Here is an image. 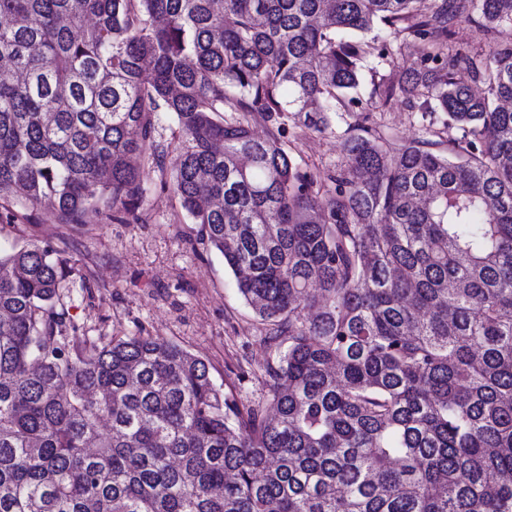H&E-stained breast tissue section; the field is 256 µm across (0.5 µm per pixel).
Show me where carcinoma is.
Here are the masks:
<instances>
[{
    "instance_id": "cac0c4a2",
    "label": "carcinoma",
    "mask_w": 512,
    "mask_h": 512,
    "mask_svg": "<svg viewBox=\"0 0 512 512\" xmlns=\"http://www.w3.org/2000/svg\"><path fill=\"white\" fill-rule=\"evenodd\" d=\"M377 23L419 62L368 111L443 129L362 127L324 179L288 113L358 101ZM462 24L512 0H0V223L132 216L153 167L275 354L242 405L178 344L69 335L61 251L0 253V512H512V48L451 54ZM160 120L157 126L156 141L162 145L169 146V150L178 147L181 139L177 126L166 113H160Z\"/></svg>"
}]
</instances>
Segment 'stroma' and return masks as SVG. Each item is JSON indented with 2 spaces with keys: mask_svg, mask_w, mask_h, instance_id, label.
Returning a JSON list of instances; mask_svg holds the SVG:
<instances>
[{
  "mask_svg": "<svg viewBox=\"0 0 512 512\" xmlns=\"http://www.w3.org/2000/svg\"><path fill=\"white\" fill-rule=\"evenodd\" d=\"M512 45V32L499 28L487 34L461 25L450 50L469 54ZM395 55H367L357 94L367 98L373 81L391 65L407 66L418 58L412 40L393 43ZM394 145L424 135L421 113L404 103L384 112H366L349 104L330 115L331 128L319 133L302 129L297 115L288 117L287 150L296 164L311 173H333L340 164L341 137L357 123ZM146 193L138 220L108 217L87 224L58 223L46 206L26 209L24 220L0 224V250L28 240L64 251L73 268L59 303L82 336L110 340L115 336H155L175 342L204 359L216 385L247 405L266 400L265 368L272 355L267 332L239 296L224 260L205 250L198 227L178 201L161 187L157 171L142 174Z\"/></svg>",
  "mask_w": 512,
  "mask_h": 512,
  "instance_id": "obj_1",
  "label": "stroma"
}]
</instances>
